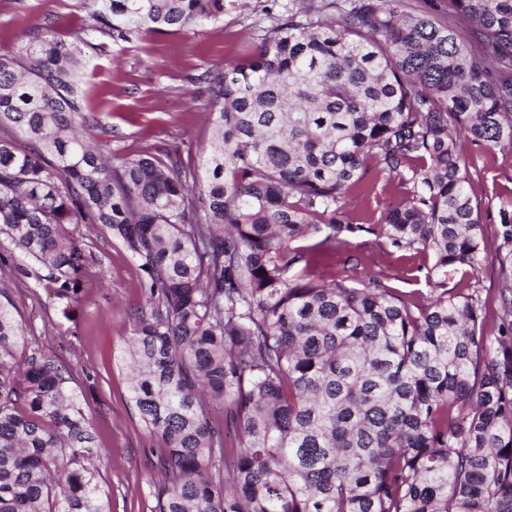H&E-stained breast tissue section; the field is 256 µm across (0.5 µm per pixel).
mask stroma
<instances>
[{"label":"stroma","instance_id":"35a3bbf8","mask_svg":"<svg viewBox=\"0 0 512 512\" xmlns=\"http://www.w3.org/2000/svg\"><path fill=\"white\" fill-rule=\"evenodd\" d=\"M77 0H0V54L21 51L38 28L49 26L72 40L86 25L87 9ZM288 0H224V19L187 30L150 34L129 42L103 38L89 58L81 89L86 110L102 128L93 137L104 153L157 154L178 148L187 168L200 166L199 149L211 136L209 95L193 79L204 69L236 59L245 42H256L272 15ZM405 12H428L458 38L473 41L472 26L450 13L447 0H406ZM462 155L469 191L481 207L482 241L487 255L477 268H462L448 279L449 289H480L489 304L485 331H497L499 282L496 253L501 244L498 211L512 202V146H489L463 140ZM368 176L340 201L346 230L336 235V251L319 256L312 270L327 277L347 271L356 281L376 276L397 293L429 301L432 286L426 269L433 259L391 251L379 232L389 209L409 189L402 175ZM89 257L80 302L63 315L53 293L32 279L15 278L9 261L15 248L0 237V280L16 304L15 317L27 341L16 360L31 354L57 357L72 372L71 388L83 396L82 409L105 457L97 460L98 481L106 512H150L159 474L154 454L161 441L139 419L128 398L130 370L122 354L132 334L128 313L140 300V270L125 248L98 224L69 227Z\"/></svg>","mask_w":512,"mask_h":512}]
</instances>
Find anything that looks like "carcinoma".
Here are the masks:
<instances>
[{"label": "carcinoma", "mask_w": 512, "mask_h": 512, "mask_svg": "<svg viewBox=\"0 0 512 512\" xmlns=\"http://www.w3.org/2000/svg\"><path fill=\"white\" fill-rule=\"evenodd\" d=\"M70 43L39 30L0 54V235L69 313L89 265L69 224H100L141 271L129 400L162 442L151 512H512V204L499 208L498 335L459 141L512 145V0H448L476 52L401 0H288L260 44L199 81L213 135L201 170L108 158L81 80L100 37L130 41L224 19V0H92ZM35 142L27 152L16 138ZM421 161L385 217L395 252L433 256L418 306L371 277H310L301 242L341 227L370 171ZM0 282V512H105L101 449L45 354L24 363ZM224 406L226 427L208 416Z\"/></svg>", "instance_id": "cac0c4a2"}]
</instances>
